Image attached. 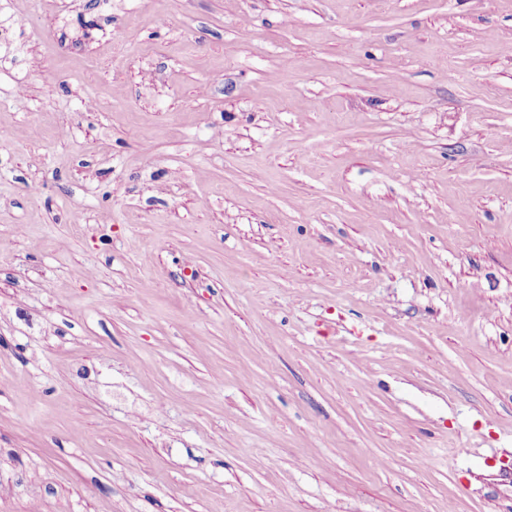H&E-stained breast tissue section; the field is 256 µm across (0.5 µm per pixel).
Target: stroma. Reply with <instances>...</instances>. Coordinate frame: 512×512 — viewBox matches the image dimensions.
<instances>
[{"label": "stroma", "instance_id": "35a3bbf8", "mask_svg": "<svg viewBox=\"0 0 512 512\" xmlns=\"http://www.w3.org/2000/svg\"><path fill=\"white\" fill-rule=\"evenodd\" d=\"M0 26V512H512V0Z\"/></svg>", "mask_w": 512, "mask_h": 512}]
</instances>
